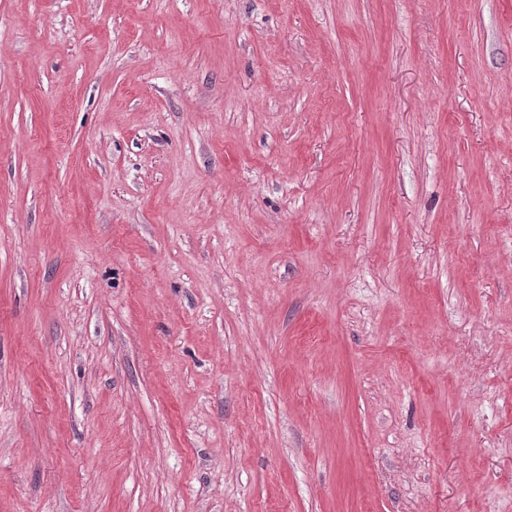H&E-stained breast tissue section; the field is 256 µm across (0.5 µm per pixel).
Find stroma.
Segmentation results:
<instances>
[{
  "instance_id": "obj_1",
  "label": "stroma",
  "mask_w": 512,
  "mask_h": 512,
  "mask_svg": "<svg viewBox=\"0 0 512 512\" xmlns=\"http://www.w3.org/2000/svg\"><path fill=\"white\" fill-rule=\"evenodd\" d=\"M0 512H512V0H0Z\"/></svg>"
}]
</instances>
